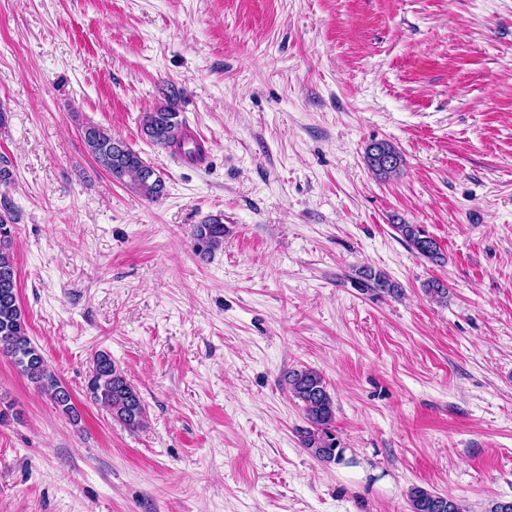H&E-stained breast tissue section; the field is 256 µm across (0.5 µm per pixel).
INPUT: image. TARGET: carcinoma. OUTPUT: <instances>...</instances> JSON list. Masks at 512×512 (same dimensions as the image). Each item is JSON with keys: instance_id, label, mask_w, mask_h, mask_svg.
<instances>
[{"instance_id": "obj_1", "label": "carcinoma", "mask_w": 512, "mask_h": 512, "mask_svg": "<svg viewBox=\"0 0 512 512\" xmlns=\"http://www.w3.org/2000/svg\"><path fill=\"white\" fill-rule=\"evenodd\" d=\"M179 100L180 93L175 92L165 96L164 101L152 111L143 113L141 133L152 145L201 163L206 157L205 149L187 133L177 109ZM83 140L96 164L112 180L132 188L148 201L156 202L163 197L165 182L160 173L131 147L118 149L121 139L113 137L104 128L90 125L84 131ZM365 161L373 174L381 179L399 176L405 166L402 153L386 141L370 143L365 150ZM14 223L11 212L0 213V356L9 358L38 391L49 396L58 409L70 415L75 410L70 392L50 370L28 335L18 297ZM394 228L409 249L433 264L445 262V255L436 241L426 236L418 225L400 223ZM225 232L220 217L193 225L190 238L194 252L200 256L212 254L224 244ZM362 274L364 286L374 294L392 297L402 294V288L386 274L370 269L362 271ZM283 381L291 396L301 404L306 419L307 426L296 430L302 448L319 462H342L344 449L339 447L332 433L335 405L321 372L306 366L291 369L283 376ZM87 391L95 404L126 428L135 431L147 426L140 394L127 382L108 353L100 352L94 358ZM407 502L409 512H463L457 499L421 486L408 490Z\"/></svg>"}]
</instances>
